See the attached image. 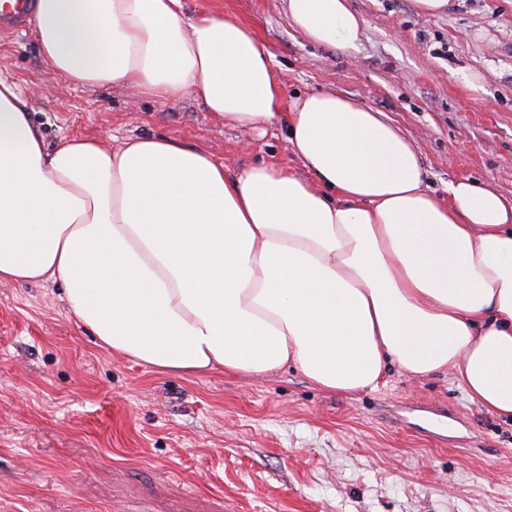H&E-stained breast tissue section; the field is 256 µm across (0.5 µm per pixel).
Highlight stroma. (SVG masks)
<instances>
[{
    "label": "stroma",
    "instance_id": "1",
    "mask_svg": "<svg viewBox=\"0 0 512 512\" xmlns=\"http://www.w3.org/2000/svg\"><path fill=\"white\" fill-rule=\"evenodd\" d=\"M252 24L283 103L336 88L387 113L439 197L469 177L512 198V0H350L356 49L311 43L283 0H185ZM0 73L47 147L166 136L232 174L300 169L284 126L240 129L186 97L81 88L30 26L0 30ZM0 512H512V421L452 375L388 367L377 389L325 391L287 367L257 379L160 372L112 354L57 282H0Z\"/></svg>",
    "mask_w": 512,
    "mask_h": 512
}]
</instances>
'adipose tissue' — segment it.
<instances>
[{"label": "adipose tissue", "instance_id": "ef3b65f1", "mask_svg": "<svg viewBox=\"0 0 512 512\" xmlns=\"http://www.w3.org/2000/svg\"><path fill=\"white\" fill-rule=\"evenodd\" d=\"M310 42L356 48L348 0H286ZM33 34L67 82L203 102L225 124H283L301 172L231 175L166 137L47 150L0 77V282L62 283L112 353L161 371L378 387L387 365L452 373L512 418V198L463 178L430 190L386 113L333 89L281 109L254 29L183 0H34Z\"/></svg>", "mask_w": 512, "mask_h": 512}]
</instances>
